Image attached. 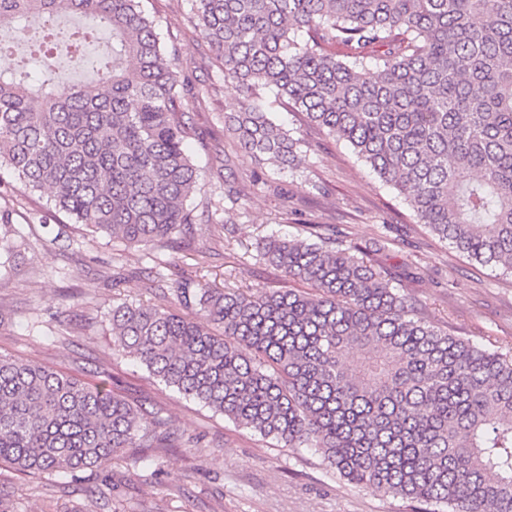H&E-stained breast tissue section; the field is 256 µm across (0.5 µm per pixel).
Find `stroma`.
Instances as JSON below:
<instances>
[{
	"label": "stroma",
	"mask_w": 512,
	"mask_h": 512,
	"mask_svg": "<svg viewBox=\"0 0 512 512\" xmlns=\"http://www.w3.org/2000/svg\"><path fill=\"white\" fill-rule=\"evenodd\" d=\"M149 7L198 91L185 101L200 169L189 200L196 222L170 248H128L71 223L46 194L1 172L0 230L17 249L0 276V354L37 359L86 383L112 378L170 419L173 445L144 463L114 456L107 472L75 479L24 476L2 464L0 512H409L407 500L333 474L313 449L281 447L148 380L113 344L112 307L177 308L173 288L184 279L244 291L291 288L259 247L272 235L309 237L317 224L336 246H358L435 326L512 355V273L439 240L346 143L308 128L298 113H272L311 146L296 171L236 156L224 115L237 111L241 96L195 32L190 0H150ZM221 151L233 156L232 169H221ZM204 241L213 253L201 267L195 249ZM149 279L154 288H146Z\"/></svg>",
	"instance_id": "35a3bbf8"
}]
</instances>
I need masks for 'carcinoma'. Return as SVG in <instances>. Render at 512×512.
Listing matches in <instances>:
<instances>
[{"mask_svg":"<svg viewBox=\"0 0 512 512\" xmlns=\"http://www.w3.org/2000/svg\"><path fill=\"white\" fill-rule=\"evenodd\" d=\"M144 0H0V54L112 36L89 83L0 71V168L75 224L164 247L193 224L192 91ZM242 95L224 125L251 158L295 168L276 105L346 142L418 223L512 272V0H191ZM348 49L346 59L328 50ZM271 88L264 104L260 91ZM300 291L179 282L190 313L123 302L112 336L153 380L356 486L448 512H512V360L431 325L354 247L270 236ZM167 419L102 382L0 354V463L32 476L170 447Z\"/></svg>","mask_w":512,"mask_h":512,"instance_id":"1","label":"carcinoma"}]
</instances>
